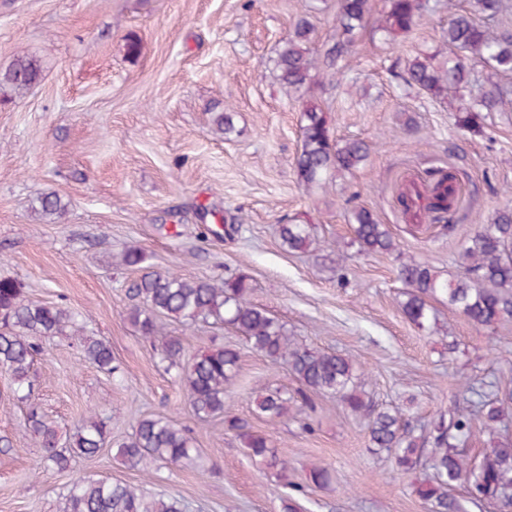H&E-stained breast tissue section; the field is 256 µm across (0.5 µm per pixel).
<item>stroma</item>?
I'll return each instance as SVG.
<instances>
[{
	"mask_svg": "<svg viewBox=\"0 0 512 512\" xmlns=\"http://www.w3.org/2000/svg\"><path fill=\"white\" fill-rule=\"evenodd\" d=\"M462 4L430 0L414 34L393 43L365 27L343 72L323 75L336 137L364 141L369 157L332 184L308 188L295 169L302 101L281 88L274 59L302 17L315 28L313 47L331 43L337 0H0V70L19 54L42 68L25 94L0 89V278L31 299L81 310L111 345L115 367L103 373L69 339L54 337L34 363V396L64 431L96 411L111 417L119 441L141 417L159 415L193 429L201 449L186 467L144 471L105 448L64 472L41 468V451L22 429L26 405L0 370V436L11 441L0 453V512H63L66 487L79 476L177 497L187 512H283L290 496L299 512H429L416 489L430 470L398 473L339 399L300 392L285 365L254 352L232 327L171 323L168 334L182 337L187 354L239 350L225 416L267 434L288 462L286 479L254 461L223 418L196 422L160 359L161 339L143 338L129 322L128 289L149 272L246 274L251 302L307 344L351 358L374 404L403 409L417 429L512 384V320L477 326L437 297L431 334L398 306L406 290L399 258L459 274L461 241L512 205V107L486 113L484 136L472 138L456 128L454 103L403 80L410 56L447 61L448 9ZM131 38L140 46L132 57ZM224 110L234 114L227 138L210 123ZM437 166L454 167L462 184L453 229L411 234L413 218L394 198ZM47 194L65 206L51 220L39 209ZM356 205L388 225L400 255L351 245ZM229 216L237 226L230 237ZM294 218L311 226L309 252L281 245L278 229ZM130 247L144 255L132 268L118 263ZM276 388L288 391L287 417L259 419L254 397ZM322 463L330 483L307 485Z\"/></svg>",
	"mask_w": 512,
	"mask_h": 512,
	"instance_id": "35a3bbf8",
	"label": "stroma"
}]
</instances>
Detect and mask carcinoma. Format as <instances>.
I'll return each instance as SVG.
<instances>
[{
    "label": "carcinoma",
    "mask_w": 512,
    "mask_h": 512,
    "mask_svg": "<svg viewBox=\"0 0 512 512\" xmlns=\"http://www.w3.org/2000/svg\"><path fill=\"white\" fill-rule=\"evenodd\" d=\"M469 7L448 18L444 37L457 55L436 66L427 56L410 58L404 82L427 95L446 100L452 95L459 104L455 125L471 137L485 134L484 113L496 112L503 104L495 78L512 75V33L494 35L487 22L508 10L506 0H468ZM428 0H385L382 20L376 30L388 40L412 32L420 23ZM371 0H340L336 21L338 39L323 52V64L337 69L352 52L355 35L369 23ZM313 25L300 19L291 35L281 42L275 60L280 83L293 92L305 91L313 82L316 59L311 56ZM488 71L489 89L466 101L461 90L470 83L472 69ZM38 61L18 55L0 71V86L14 91L29 90L41 78ZM301 126V149L296 158L299 180L307 187L333 182L336 175L358 168L368 156L366 144L357 139H340L328 123L326 110L316 99L305 101ZM216 131L227 137L235 131L233 113L212 115ZM435 177L422 213L436 221L448 212L457 188L454 175L443 169L431 171ZM416 185L407 186L397 198L405 214L416 212L420 199ZM41 213L53 217L64 205L55 195L39 198ZM353 242L365 253L393 254L399 245L388 229L365 206L350 212ZM281 245L289 251L304 252L312 244L310 225L294 221L280 229ZM458 265L462 272L443 279L428 263L403 261L398 275L409 287L400 303L402 313L416 326L433 331L436 317L428 299L440 294L448 307L477 326L491 327L512 317V207L497 210L490 221L478 225L460 244ZM252 285L241 274L222 280L188 278L174 271L146 273L133 288L134 303L129 320L141 335L153 338L162 331L161 318L183 326L230 325L241 333L251 348L275 364H283L308 391L337 397L354 415L366 420L371 447L392 456L397 470L419 466L432 470V479L417 489L429 512H466L449 494L463 483L474 504L493 501L499 512H512V438L495 437L490 447L475 457L466 453L471 434V418L455 408L439 414L419 430L410 427L395 410L378 409L364 398L356 386V366L349 358L312 348L288 335L285 324L265 309L253 304L248 295ZM69 334L84 360L102 372L112 373V349L102 338L87 331L86 318L62 305H50L27 298L22 288L9 279H0V368L10 373L18 397L27 403L24 431L42 449L40 465L67 471L76 457L92 458L105 446L115 445L116 456L146 469L153 465L182 466L200 457L192 431L163 416L139 419L132 434L116 443L106 420L88 416L71 433L60 432L56 421L39 404L31 401L28 375L36 357L44 354L42 339ZM240 360L230 347L206 351L184 359L183 340L167 337L162 361L175 370L184 385L194 418L200 422L224 418V427L236 433L247 453L282 476L286 461L269 446L265 433L245 422L224 416V394L228 391ZM255 411L274 421L288 415V398L278 389L258 393ZM483 425L494 433L512 417V390L497 391L478 403ZM64 512H187L176 497L147 495L123 482H107L79 477L67 487Z\"/></svg>",
    "instance_id": "carcinoma-1"
}]
</instances>
